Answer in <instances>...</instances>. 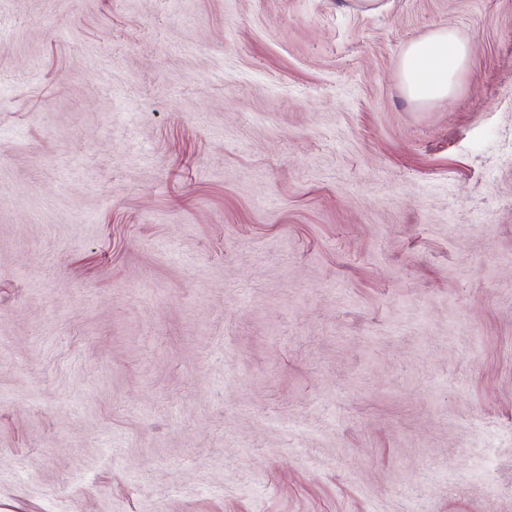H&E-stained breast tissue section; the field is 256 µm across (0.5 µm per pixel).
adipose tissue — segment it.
Segmentation results:
<instances>
[{
	"label": "adipose tissue",
	"mask_w": 512,
	"mask_h": 512,
	"mask_svg": "<svg viewBox=\"0 0 512 512\" xmlns=\"http://www.w3.org/2000/svg\"><path fill=\"white\" fill-rule=\"evenodd\" d=\"M472 53V44L459 41L444 27L409 43L398 62L406 95L418 103L448 98Z\"/></svg>",
	"instance_id": "1"
}]
</instances>
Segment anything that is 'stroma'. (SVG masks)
Instances as JSON below:
<instances>
[{
	"mask_svg": "<svg viewBox=\"0 0 512 512\" xmlns=\"http://www.w3.org/2000/svg\"><path fill=\"white\" fill-rule=\"evenodd\" d=\"M0 512H512V0H0ZM472 53V44L459 41L444 27L409 43L398 62L406 95L418 103L448 98Z\"/></svg>",
	"mask_w": 512,
	"mask_h": 512,
	"instance_id": "obj_1",
	"label": "stroma"
}]
</instances>
